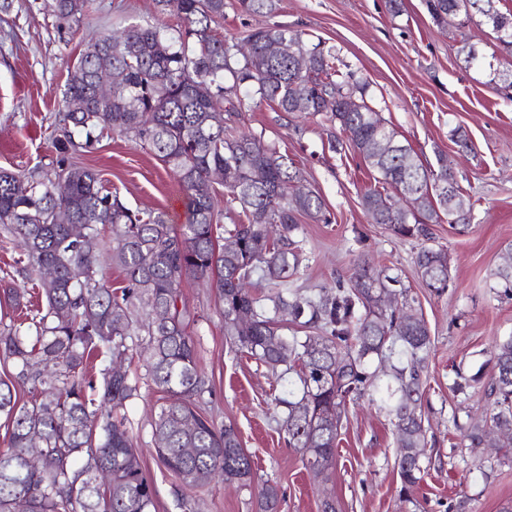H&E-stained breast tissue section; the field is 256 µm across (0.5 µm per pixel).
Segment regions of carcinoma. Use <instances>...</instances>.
<instances>
[{"label":"carcinoma","instance_id":"cac0c4a2","mask_svg":"<svg viewBox=\"0 0 512 512\" xmlns=\"http://www.w3.org/2000/svg\"><path fill=\"white\" fill-rule=\"evenodd\" d=\"M90 2L53 0V8L59 19L78 23ZM427 2L437 21L477 15L493 33L508 34L504 45L512 47V13L500 11V0ZM156 3L173 8L180 26L131 25L117 37L103 35L98 53L73 66L55 163L0 170V227L21 244L16 272L39 281L45 302L0 331V359L9 368L0 379L7 427L0 512H151L155 489L121 415L138 395V381L112 372V364L137 353L136 336L147 337V375L163 394L152 437L159 463L179 480L181 506L188 507L186 492L216 476L251 486L252 461L237 430L203 408L211 388L198 368L180 291L192 277L215 283L224 335L272 371L296 376L288 397L276 401L284 407L285 442L305 466L318 476L333 468L346 406L365 398L390 418L400 494H409L426 470L427 429L417 411L431 346L426 323L412 316L397 277L372 274L362 263L315 294L290 285L301 265L299 217L324 213V202L288 172L275 145L224 125V102L247 84L283 112L328 117L374 172L364 209L396 236H423L443 215L452 225L471 222L455 172L441 154L437 168L425 167L322 43L277 24L249 34L241 52L213 30L224 18V0ZM303 54L309 66L302 71L296 62ZM103 68L113 76L110 96L96 93ZM105 129L148 147L179 177L186 192L180 230L161 212L128 207L103 190L95 171L70 161L76 139L88 144ZM216 171L224 174L222 193L210 180ZM390 190L408 207H392ZM234 208L246 222L225 230L224 210ZM73 224L103 243L125 274L121 291L112 289L97 252L72 236ZM223 232L234 247L221 243ZM507 258L493 277L511 298L512 248ZM415 265L426 287H448L446 250L424 248ZM48 267L55 277L46 281ZM255 275L271 285L262 296L247 287ZM287 316L307 333L285 334ZM99 357L109 364L97 366ZM19 387L28 388L29 399H19ZM485 393L491 412L469 423L467 437L474 447L495 448L496 432L512 431V334L495 346ZM35 446L44 456L39 469L29 464ZM258 497L262 512H277V485L263 484Z\"/></svg>","mask_w":512,"mask_h":512}]
</instances>
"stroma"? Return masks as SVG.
<instances>
[{"instance_id":"obj_1","label":"stroma","mask_w":512,"mask_h":512,"mask_svg":"<svg viewBox=\"0 0 512 512\" xmlns=\"http://www.w3.org/2000/svg\"><path fill=\"white\" fill-rule=\"evenodd\" d=\"M52 0H13L0 10V168L15 170L55 160L61 134L60 100L68 71L106 33L129 25L176 26L173 11L155 0H93L79 24L59 20ZM309 34L332 47L376 104L387 125L428 166L437 154L463 187L473 211L469 225H430L429 237L401 238L373 223L362 195L373 182L350 147L334 151L339 129L325 116L283 112L240 87L233 97L239 130L276 143L300 171L330 215L323 222L303 215L297 240L305 259L294 277L301 291L331 285L349 275L358 258L399 276L431 338L428 381L422 400L431 462L410 496L399 493L393 427L385 413L366 401L348 408L337 439L336 465L326 478L306 469L299 450L288 447L280 428L278 395L284 382L258 360L239 352L224 334L216 290L190 279L181 292L195 320L190 332L199 366L213 396L208 410L220 424H234L253 460L254 485L236 488L213 480L189 495L192 512H260L258 487L277 483L280 512H321L333 498L337 512H512V453L471 446L463 428L489 407L483 385L456 393L457 369L492 368L496 340L512 333V299L499 296L492 274L512 246V94L491 81L488 69L467 66L463 42L485 56L498 50L494 34L464 17L437 24L425 0H402L400 13L387 0H276L269 14L246 12L239 0H224L219 30L231 41L271 26ZM472 148L459 153L455 132ZM70 159L98 173L132 209L163 211L169 224L185 222L186 197L176 175L154 153L125 135L106 131L71 152ZM447 249L449 282L444 292L426 288L414 264L419 250ZM155 386L141 385L125 411L142 468L156 490L153 512H183L177 478L160 465L154 450L151 408Z\"/></svg>"}]
</instances>
